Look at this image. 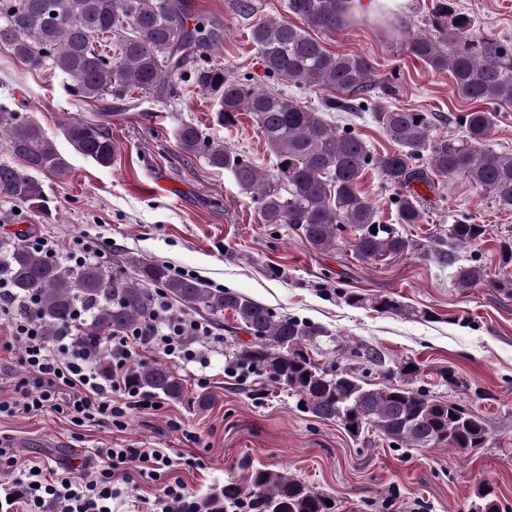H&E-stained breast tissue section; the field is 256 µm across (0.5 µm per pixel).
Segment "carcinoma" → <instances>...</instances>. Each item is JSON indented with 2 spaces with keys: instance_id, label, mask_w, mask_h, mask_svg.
Wrapping results in <instances>:
<instances>
[{
  "instance_id": "carcinoma-1",
  "label": "carcinoma",
  "mask_w": 512,
  "mask_h": 512,
  "mask_svg": "<svg viewBox=\"0 0 512 512\" xmlns=\"http://www.w3.org/2000/svg\"><path fill=\"white\" fill-rule=\"evenodd\" d=\"M350 0H288V12L302 25L266 19L252 25L267 76L296 87L329 92L323 112H369L395 151L375 154L356 133L303 105L293 93L270 91L221 65H203L190 72V82L214 101L213 120L236 125L246 112L255 122L275 163L267 171L250 158L214 141L192 122L181 124L174 137L186 154L203 158L216 170L231 173L237 185L252 194L265 223L290 224L316 251L336 246L339 232H355V257L369 262L383 256L421 251L426 260L452 273L455 287L467 290L490 283L512 296V273L492 282L486 268L461 251L483 240L486 228L460 219L448 225V240L425 248L381 223L361 191L366 169H376L385 187L396 191L397 220L419 224L423 211L406 192L429 174L463 177L503 209L512 208V153L485 146L496 114L512 108V43L476 31L474 21L449 0L434 4L429 28L413 32L400 19L395 27L405 37L410 55L435 71L450 74L458 95L471 104L457 115L465 139L451 143L432 135L433 112L406 110L384 103L395 92L388 86L373 94L371 61L360 54L333 53L309 34L337 33L349 19ZM188 0H0V47L34 71L61 78L64 91L79 102L123 98L137 90L162 99L175 94L173 79L186 72L197 53L221 45V22L199 19L188 26ZM116 44L117 54L100 48ZM71 148L101 165L112 163L115 144L103 117L71 119L60 129ZM0 141L22 162L18 168L0 163V196L31 208L48 203L38 175H62L67 158L42 125L22 112L0 107ZM377 226V232L371 227ZM126 268L109 272L99 263L70 265L39 253L23 240L0 239V285L20 303L21 312L38 323L54 341L68 336L77 351L92 352L104 373L112 371V354L104 351L106 335L141 326L152 308L151 289L160 288L183 308L203 311L214 321L232 313L252 337L232 353L229 369L254 376L257 393L265 384L282 385L299 397L312 416L340 423L353 436L372 428L387 439L409 446H447L461 453L486 446L489 421L460 404L433 396L417 386L421 368L414 362L398 367L402 383L368 387L350 370L325 369L309 353V345L326 336L322 327L278 316L266 305L224 288H208L191 276H176L164 263L130 257ZM350 305L370 306L378 313L433 320L432 312L389 296L366 298L344 293ZM413 369H408V366ZM127 385L155 396L206 407L213 395H188L170 366L160 363L126 367ZM329 496L294 476L266 466L249 467L240 481H228L199 502L197 512H335ZM488 486L479 488L471 512H500Z\"/></svg>"
}]
</instances>
